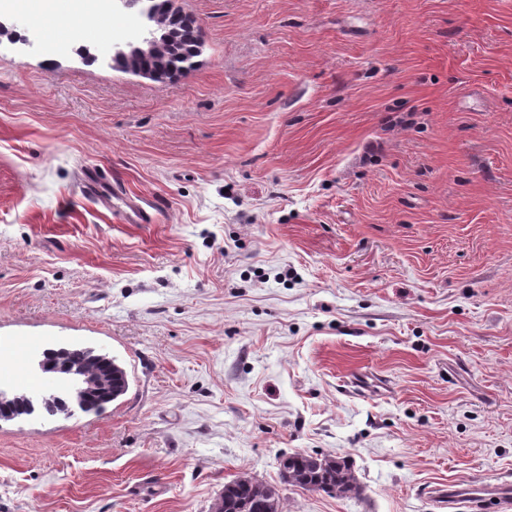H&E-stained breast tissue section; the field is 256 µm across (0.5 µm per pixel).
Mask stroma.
<instances>
[{"label": "stroma", "instance_id": "obj_1", "mask_svg": "<svg viewBox=\"0 0 512 512\" xmlns=\"http://www.w3.org/2000/svg\"><path fill=\"white\" fill-rule=\"evenodd\" d=\"M174 5L203 48L170 79L114 68L132 13L0 37V342L39 384L73 344L129 381L0 421V512H207L240 475L283 512H434L512 477V0ZM297 451L361 498L282 484ZM82 191L98 205L112 207L113 200H121L125 206L123 219L127 224H151L152 217L138 202L121 198L122 193L112 184L104 182L96 173L86 172L83 175Z\"/></svg>", "mask_w": 512, "mask_h": 512}]
</instances>
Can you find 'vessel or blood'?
<instances>
[{
    "label": "vessel or blood",
    "mask_w": 512,
    "mask_h": 512,
    "mask_svg": "<svg viewBox=\"0 0 512 512\" xmlns=\"http://www.w3.org/2000/svg\"><path fill=\"white\" fill-rule=\"evenodd\" d=\"M82 191L98 205L111 207L114 200L124 202L123 219L129 224H148L152 217L138 202L122 199L120 191L96 173L83 175ZM433 499L439 512H512V480L497 477L474 485H448L436 488Z\"/></svg>",
    "instance_id": "1"
}]
</instances>
